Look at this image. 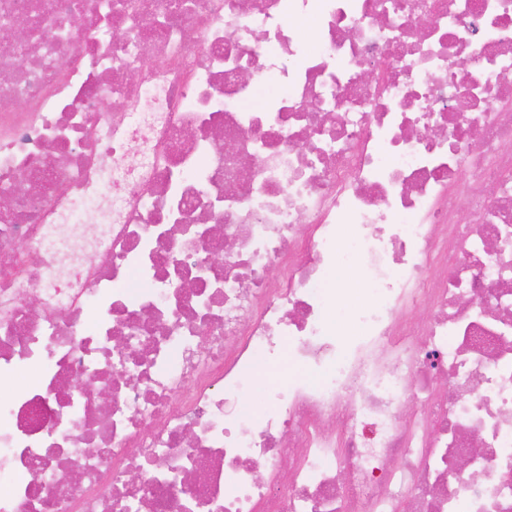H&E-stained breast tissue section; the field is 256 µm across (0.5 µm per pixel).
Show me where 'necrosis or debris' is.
Instances as JSON below:
<instances>
[{
	"instance_id": "necrosis-or-debris-1",
	"label": "necrosis or debris",
	"mask_w": 512,
	"mask_h": 512,
	"mask_svg": "<svg viewBox=\"0 0 512 512\" xmlns=\"http://www.w3.org/2000/svg\"><path fill=\"white\" fill-rule=\"evenodd\" d=\"M16 34L0 512H512V0H0Z\"/></svg>"
}]
</instances>
